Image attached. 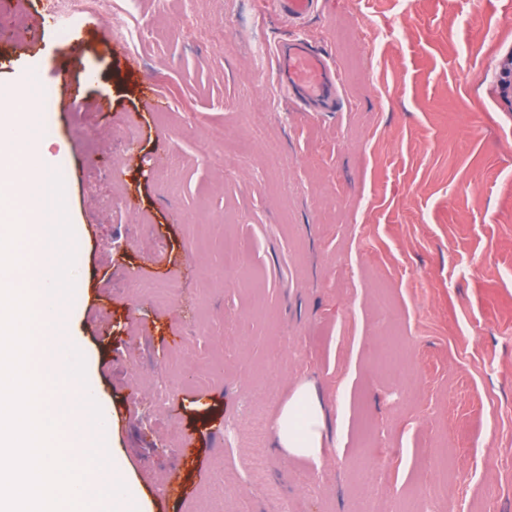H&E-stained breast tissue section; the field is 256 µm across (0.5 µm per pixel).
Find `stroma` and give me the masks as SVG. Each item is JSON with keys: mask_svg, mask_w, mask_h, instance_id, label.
I'll return each mask as SVG.
<instances>
[{"mask_svg": "<svg viewBox=\"0 0 512 512\" xmlns=\"http://www.w3.org/2000/svg\"><path fill=\"white\" fill-rule=\"evenodd\" d=\"M85 20L73 65L67 28L0 40V86L50 97L71 331L148 512H512V0ZM296 37L341 75L334 111L279 93L271 50ZM302 382L315 458L276 446Z\"/></svg>", "mask_w": 512, "mask_h": 512, "instance_id": "obj_1", "label": "stroma"}]
</instances>
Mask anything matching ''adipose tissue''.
Masks as SVG:
<instances>
[{
    "mask_svg": "<svg viewBox=\"0 0 512 512\" xmlns=\"http://www.w3.org/2000/svg\"><path fill=\"white\" fill-rule=\"evenodd\" d=\"M322 412L309 384L298 385L276 421L278 445L289 454L318 456L322 448Z\"/></svg>",
    "mask_w": 512,
    "mask_h": 512,
    "instance_id": "obj_1",
    "label": "adipose tissue"
}]
</instances>
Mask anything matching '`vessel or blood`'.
<instances>
[{
  "instance_id": "1",
  "label": "vessel or blood",
  "mask_w": 512,
  "mask_h": 512,
  "mask_svg": "<svg viewBox=\"0 0 512 512\" xmlns=\"http://www.w3.org/2000/svg\"><path fill=\"white\" fill-rule=\"evenodd\" d=\"M320 0H261V8H271L298 23L319 8ZM278 67L282 70V93L299 94L309 102L329 99L340 77L327 60L312 53L304 41L295 39L277 46Z\"/></svg>"
}]
</instances>
